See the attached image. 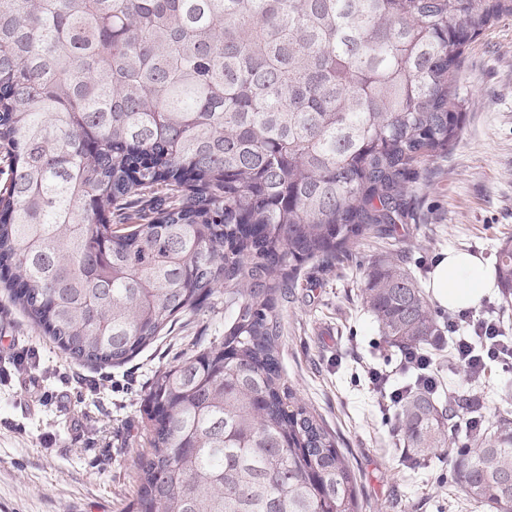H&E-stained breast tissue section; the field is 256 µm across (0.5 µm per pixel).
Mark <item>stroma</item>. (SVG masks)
Instances as JSON below:
<instances>
[{
	"mask_svg": "<svg viewBox=\"0 0 512 512\" xmlns=\"http://www.w3.org/2000/svg\"><path fill=\"white\" fill-rule=\"evenodd\" d=\"M463 85L464 129L447 157L421 170L412 220L372 234L335 267L304 264L284 313L286 383L348 457L360 512H466L453 451L431 449L414 469L405 462L394 414L367 370L390 372L395 385L408 377L360 298L366 268L398 249L423 287L442 252H468L490 270L512 237V16L471 44ZM223 328L220 310L184 316L127 363L99 369L69 358L0 290V339L14 340L0 351V512H129L154 373L176 364L200 332ZM23 350L39 363L34 390L10 359Z\"/></svg>",
	"mask_w": 512,
	"mask_h": 512,
	"instance_id": "stroma-1",
	"label": "stroma"
}]
</instances>
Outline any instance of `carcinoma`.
Returning a JSON list of instances; mask_svg holds the SVG:
<instances>
[{"instance_id":"1","label":"carcinoma","mask_w":512,"mask_h":512,"mask_svg":"<svg viewBox=\"0 0 512 512\" xmlns=\"http://www.w3.org/2000/svg\"><path fill=\"white\" fill-rule=\"evenodd\" d=\"M512 0H0V282L72 359L118 366L183 315L224 306L146 394L134 512H359L335 438L282 382L302 266L412 217V184L462 133V65ZM495 275L512 308V238ZM363 306L389 346L445 357L397 258ZM464 436V500L512 512V392ZM415 392L396 430L456 444Z\"/></svg>"}]
</instances>
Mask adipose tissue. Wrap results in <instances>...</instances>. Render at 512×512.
I'll use <instances>...</instances> for the list:
<instances>
[{
  "instance_id": "ef3b65f1",
  "label": "adipose tissue",
  "mask_w": 512,
  "mask_h": 512,
  "mask_svg": "<svg viewBox=\"0 0 512 512\" xmlns=\"http://www.w3.org/2000/svg\"><path fill=\"white\" fill-rule=\"evenodd\" d=\"M428 286L440 306L458 312L475 307L489 292L491 283L478 258L448 251L435 261Z\"/></svg>"
}]
</instances>
